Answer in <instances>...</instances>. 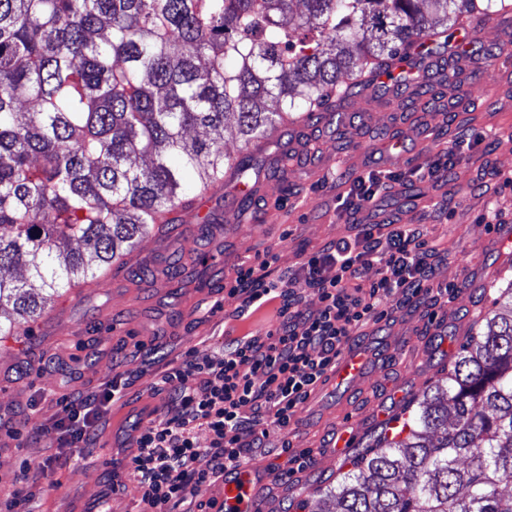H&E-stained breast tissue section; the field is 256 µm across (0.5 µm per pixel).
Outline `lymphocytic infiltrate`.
<instances>
[{
  "mask_svg": "<svg viewBox=\"0 0 512 512\" xmlns=\"http://www.w3.org/2000/svg\"><path fill=\"white\" fill-rule=\"evenodd\" d=\"M398 179L389 170L367 171L354 178L343 204L356 212L377 208L382 191ZM438 252L422 225H362L354 236L330 242L302 262V275L321 302L314 315L302 310L301 297L285 280L273 276L277 255L240 267L224 296L236 301L238 317H257V324L212 355L186 352L161 378L178 416L135 426L136 449L128 464L143 512H174L187 488L215 483L242 466L250 449L265 447L271 431L287 432L344 349L365 328L390 319L387 299H447L451 287L431 284V259ZM373 265L377 278L365 280ZM329 267L334 275H326ZM125 387L116 380L97 394H63L52 425L40 426L39 434L61 448L89 447ZM200 427L208 433L204 445L196 436Z\"/></svg>",
  "mask_w": 512,
  "mask_h": 512,
  "instance_id": "obj_1",
  "label": "lymphocytic infiltrate"
}]
</instances>
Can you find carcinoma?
<instances>
[{"instance_id":"cac0c4a2","label":"carcinoma","mask_w":512,"mask_h":512,"mask_svg":"<svg viewBox=\"0 0 512 512\" xmlns=\"http://www.w3.org/2000/svg\"><path fill=\"white\" fill-rule=\"evenodd\" d=\"M493 2L0 0V335H31L54 299L175 223L186 173L202 191L248 184L259 140L371 64L401 85L391 69L413 46ZM17 267L28 279L3 275ZM496 303L408 435L353 462L318 512H512V287Z\"/></svg>"}]
</instances>
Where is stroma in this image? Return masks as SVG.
Instances as JSON below:
<instances>
[{"label": "stroma", "instance_id": "1", "mask_svg": "<svg viewBox=\"0 0 512 512\" xmlns=\"http://www.w3.org/2000/svg\"><path fill=\"white\" fill-rule=\"evenodd\" d=\"M476 67L466 60L455 77L434 73V92L426 101L408 85L399 92L372 88L368 105L358 95L337 101V110L353 116L354 123L340 126L328 119L311 124L321 146L314 160L297 158L287 169L277 167L275 151L288 149L296 128L278 141H265L260 179L275 182L276 192L246 209L237 203L234 184L209 195L205 209L214 224L223 226L222 239L201 238L184 221L160 225L123 264L68 290L35 323L33 335L0 338V365L13 367L0 380V407L12 410L21 431L17 438L0 440V494L20 488L22 462L35 464L53 455L57 463L38 480L34 512H138L133 485L114 490L110 470L99 466L101 445H110L113 468L121 467L131 453V418L144 408L160 419L174 415V407L156 392L165 365L187 350L204 357L221 345L225 326L236 323L224 285L235 278L239 265L278 254V273L294 279L308 311L318 310L315 289L298 276L303 258L352 235L354 222L366 215L340 208L338 195L331 192L334 174L314 180L310 173L341 159L362 169L376 142L398 132L405 136L410 158L397 167L402 180L382 194L384 215L407 222L414 208L427 211L435 237L448 250L435 263L434 280L455 286L456 293L432 310L389 300L393 320L386 333L365 339L379 355L367 392L347 399L331 393L317 413L298 410L286 438L291 451L309 450L319 446L330 426L351 420L357 427L355 444L365 450L412 416L422 392L448 378L447 361H430L423 353L421 330L430 313L455 324L448 347L457 351L493 310L501 289L512 285V254L498 249L494 232L479 222L485 208L493 207L500 209L503 223L512 225V186L504 183L512 175V69L497 71L489 83L476 78ZM479 133L484 136L480 143L474 140ZM466 141L471 147L458 175L444 187L413 175V168L438 151ZM139 341L158 344L159 353L137 356ZM70 369L76 372L75 388L87 393L100 391L116 374L132 375L124 398L105 417L99 447L87 459L26 435L32 426L51 424ZM402 378L408 381V398L393 408L388 422L375 423L369 393L393 390Z\"/></svg>", "mask_w": 512, "mask_h": 512}]
</instances>
